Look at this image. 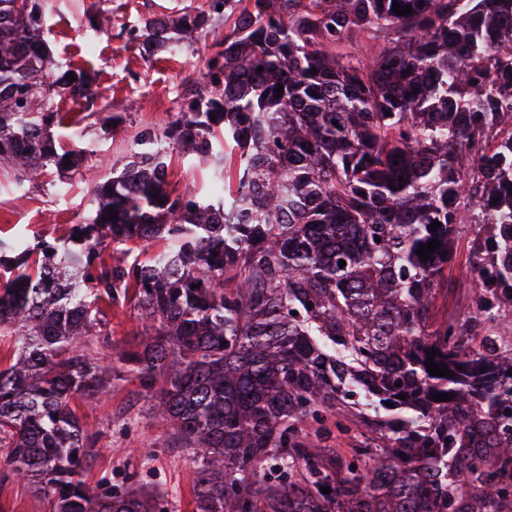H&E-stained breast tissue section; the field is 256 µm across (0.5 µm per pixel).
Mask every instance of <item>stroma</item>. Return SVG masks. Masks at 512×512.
I'll use <instances>...</instances> for the list:
<instances>
[{
    "instance_id": "35a3bbf8",
    "label": "stroma",
    "mask_w": 512,
    "mask_h": 512,
    "mask_svg": "<svg viewBox=\"0 0 512 512\" xmlns=\"http://www.w3.org/2000/svg\"><path fill=\"white\" fill-rule=\"evenodd\" d=\"M48 20L45 38L51 67L56 72L81 70L94 80L100 95L86 101L55 94L47 107L64 115L55 130L58 151L77 153L80 167L73 177L48 167L32 179L0 162V238L28 239L65 235L90 209L92 189L121 167L137 133L163 130L181 111L191 89H203V75L224 37L223 27L202 32L177 55H145L130 32L154 17H175L206 8V0H38ZM112 21L97 32L98 16ZM116 125H106L109 117ZM477 236L472 224L461 225L453 247L454 259L437 292V320L463 321L475 296L470 252ZM111 345L97 339L78 344L80 354L107 352L110 357L128 349L137 326L133 308L108 313ZM77 413L92 439L88 462L90 483L112 482L114 487L144 485L165 495L169 512H194L193 486L197 465L189 450L169 447L150 413V404L130 377L113 381L102 397L82 399ZM51 505L15 479L0 461V512H50Z\"/></svg>"
}]
</instances>
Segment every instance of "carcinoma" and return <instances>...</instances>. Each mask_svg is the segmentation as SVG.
<instances>
[{
	"mask_svg": "<svg viewBox=\"0 0 512 512\" xmlns=\"http://www.w3.org/2000/svg\"><path fill=\"white\" fill-rule=\"evenodd\" d=\"M221 20L205 91L137 134L83 223L0 240L7 465L53 512H168L142 486L82 479L93 448L73 404L114 369L65 351L109 344L107 311L131 307L120 361L199 460L195 512H512V347L467 340L512 308V0H209L146 22L141 48L176 52ZM45 33L35 0H0V160L31 178L74 170L44 100L94 94L84 73L43 68ZM366 38L380 50L355 54ZM178 148L210 194L169 190ZM460 224L490 225L475 307L439 323ZM153 238L146 260L101 258ZM432 350L452 376L427 371ZM330 420L360 432L353 447L327 444Z\"/></svg>",
	"mask_w": 512,
	"mask_h": 512,
	"instance_id": "obj_1",
	"label": "carcinoma"
}]
</instances>
